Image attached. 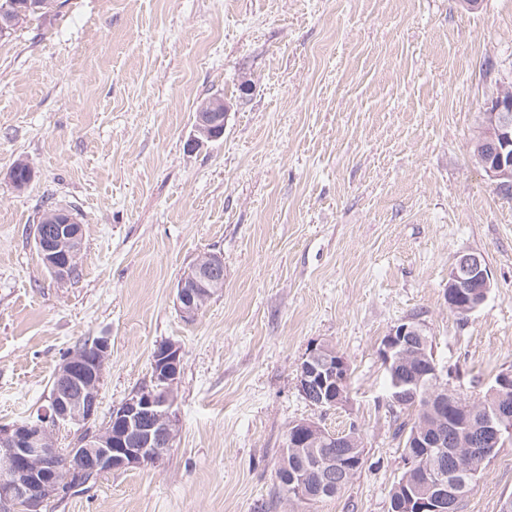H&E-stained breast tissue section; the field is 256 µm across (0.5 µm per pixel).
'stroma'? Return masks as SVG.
Masks as SVG:
<instances>
[{
  "instance_id": "1",
  "label": "stroma",
  "mask_w": 512,
  "mask_h": 512,
  "mask_svg": "<svg viewBox=\"0 0 512 512\" xmlns=\"http://www.w3.org/2000/svg\"><path fill=\"white\" fill-rule=\"evenodd\" d=\"M503 80L512 0H58L0 40V424L47 405L84 339L110 341L105 414L150 384L159 345L183 350L172 448L49 512H286L274 471L302 420L356 428L365 464L299 512H388L404 463L382 338L423 325L473 402L512 370V198L472 151ZM214 96L224 135L188 150ZM48 204L82 226L65 280L34 242ZM209 252L224 286L189 320L176 284ZM463 253L493 282L464 318L446 300ZM317 344L349 365L346 407L296 386ZM511 494L508 442L458 512Z\"/></svg>"
}]
</instances>
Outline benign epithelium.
Returning <instances> with one entry per match:
<instances>
[{
    "label": "benign epithelium",
    "mask_w": 512,
    "mask_h": 512,
    "mask_svg": "<svg viewBox=\"0 0 512 512\" xmlns=\"http://www.w3.org/2000/svg\"><path fill=\"white\" fill-rule=\"evenodd\" d=\"M228 109L224 98L214 96L196 112L190 146L224 135ZM477 161L491 185L502 195H512V89L503 88L481 115ZM34 241L49 272L58 280L71 275L80 252L81 225L67 211L51 216L50 225H34ZM224 260L214 253L197 257L177 283L176 306L190 319L199 301L223 279ZM493 282L485 260L475 254L458 256L448 272V306L469 315L484 303ZM110 345L105 337L93 344L94 357H63L55 373L48 405L39 417L22 423L0 424V512H41L57 497L61 468L108 473L140 468L157 462L174 440L172 407L181 374L182 350L175 343L160 345L152 356V384L134 391L112 408L104 427L89 430L98 419L100 390ZM379 356L388 370L392 404L403 406L420 396L438 406L434 420L417 424L407 447L415 453L406 459L401 486L405 494L392 502L390 512H453L456 502L471 491L467 476L486 461L477 448H496L512 433V371L497 376L487 392L488 402L471 405L448 388L428 353V337L421 325L401 322L383 337ZM427 367L422 373L413 366ZM349 367L336 350L320 344L311 347L300 363L297 387L303 398L319 409L338 408L348 401ZM464 406L477 414V424L460 430L448 423V406ZM75 427L82 439L60 453L54 435ZM284 447L291 460L318 475L308 486L297 481L300 470L282 462V475L290 495L308 502L336 495L363 461L362 440L354 431L332 433L312 420L290 426ZM336 448H351L355 457L338 456ZM452 454L453 465L444 458ZM442 458L430 463L433 456Z\"/></svg>",
    "instance_id": "obj_1"
}]
</instances>
